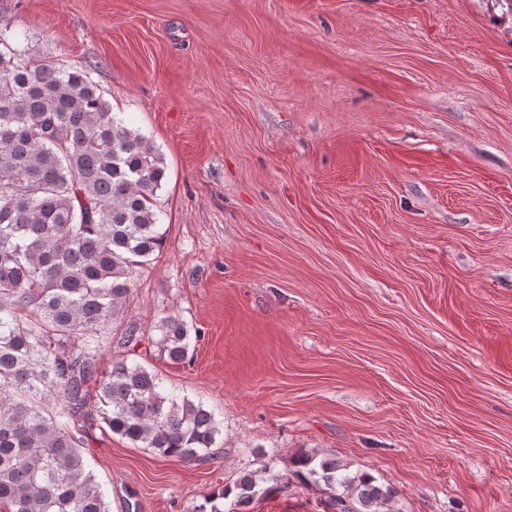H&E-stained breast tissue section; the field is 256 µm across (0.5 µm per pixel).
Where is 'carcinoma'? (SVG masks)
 <instances>
[{
  "instance_id": "cac0c4a2",
  "label": "carcinoma",
  "mask_w": 512,
  "mask_h": 512,
  "mask_svg": "<svg viewBox=\"0 0 512 512\" xmlns=\"http://www.w3.org/2000/svg\"><path fill=\"white\" fill-rule=\"evenodd\" d=\"M162 155L83 71L25 62L0 36V506L5 512H109L82 437L91 388L114 434L164 457H210L214 412L166 391L157 374L117 361L103 374L102 332L139 269L163 245ZM159 342L181 363L186 323L161 320ZM323 483L333 512H385L394 491L310 452L291 459ZM246 470L221 497L236 512L278 485Z\"/></svg>"
}]
</instances>
